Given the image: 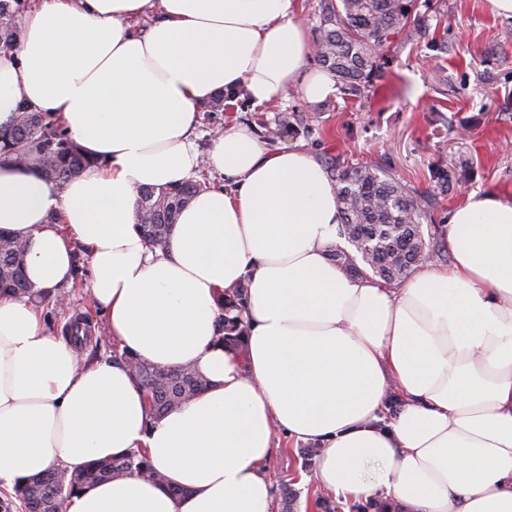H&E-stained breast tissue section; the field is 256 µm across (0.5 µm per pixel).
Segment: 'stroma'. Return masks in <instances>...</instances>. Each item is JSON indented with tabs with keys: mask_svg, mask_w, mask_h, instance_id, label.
<instances>
[{
	"mask_svg": "<svg viewBox=\"0 0 512 512\" xmlns=\"http://www.w3.org/2000/svg\"><path fill=\"white\" fill-rule=\"evenodd\" d=\"M429 31L419 44H395L381 62L368 100L343 93L310 103L296 92L267 108L199 114L194 136L207 150L224 127L265 121L275 126L286 112H307L310 131L282 138V145L307 148L319 163L342 155L352 163L389 166L404 184L436 197L428 222L446 225L448 213L469 195L512 198V19L494 16L487 0H421ZM91 270L76 253L74 280L62 303L42 304L49 333L82 321L87 338L81 358L111 356L116 344L90 291ZM271 461L275 484L291 492V512H384L378 502L346 500L321 490L317 456L307 444L281 437Z\"/></svg>",
	"mask_w": 512,
	"mask_h": 512,
	"instance_id": "1",
	"label": "stroma"
}]
</instances>
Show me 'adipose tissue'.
Listing matches in <instances>:
<instances>
[{
  "label": "adipose tissue",
  "instance_id": "1",
  "mask_svg": "<svg viewBox=\"0 0 512 512\" xmlns=\"http://www.w3.org/2000/svg\"><path fill=\"white\" fill-rule=\"evenodd\" d=\"M300 0H34L0 51V125L26 105L60 117L96 161L58 188L0 162V228L34 288L58 291L76 249L113 341L210 388L150 421L126 364L87 363L31 303L0 297V487L147 449L164 476L70 494L63 512H273L278 435L321 446L326 492L387 512H512V199L448 214L450 266L400 287L347 275L336 184L303 148L236 124L207 154L197 111L219 92L257 107L336 93L308 69ZM152 16L146 32L132 19ZM222 184L180 213L165 250L137 191L198 169ZM248 285L247 351L218 333L224 288ZM186 489L175 497L169 486Z\"/></svg>",
  "mask_w": 512,
  "mask_h": 512
}]
</instances>
